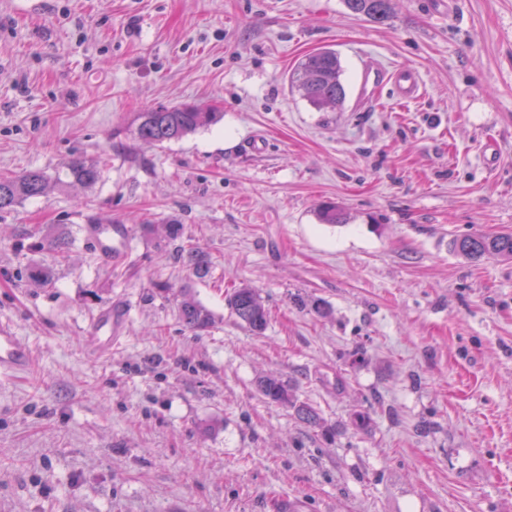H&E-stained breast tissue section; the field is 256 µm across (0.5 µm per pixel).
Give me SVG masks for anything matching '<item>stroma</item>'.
Listing matches in <instances>:
<instances>
[{
  "mask_svg": "<svg viewBox=\"0 0 512 512\" xmlns=\"http://www.w3.org/2000/svg\"><path fill=\"white\" fill-rule=\"evenodd\" d=\"M321 48L339 112L288 86ZM370 65L417 71L422 96L364 85ZM181 102L224 119L136 138L135 113ZM76 157L101 161L94 187L0 216V321L35 360L0 385V512H512V261L450 246L512 233V0H393L382 24L344 0H0V174ZM172 215L208 276L157 228ZM91 216L129 225L125 262L96 256ZM37 225L69 259L20 248ZM39 261L50 287L24 276ZM240 283L263 334L231 313ZM181 286L206 330L180 320ZM111 305L124 338L90 356ZM263 375L324 428L264 399ZM228 305L237 321L253 334H261L269 321V311L260 293L246 284L233 289Z\"/></svg>",
  "mask_w": 512,
  "mask_h": 512,
  "instance_id": "1",
  "label": "stroma"
}]
</instances>
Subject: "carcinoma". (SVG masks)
I'll use <instances>...</instances> for the list:
<instances>
[{"label":"carcinoma","instance_id":"obj_1","mask_svg":"<svg viewBox=\"0 0 512 512\" xmlns=\"http://www.w3.org/2000/svg\"><path fill=\"white\" fill-rule=\"evenodd\" d=\"M347 7L355 14L375 22L388 18L390 0H345ZM342 65L336 51L322 49L306 55L289 78L291 88L319 110L337 109L346 100V90L341 81ZM223 113L196 104H178L159 109H146L133 118L135 133L143 142L162 145L178 141L200 129L217 124ZM101 178V169L96 161L81 158L72 159L51 177L40 169L26 170L17 175L0 176V214L14 210L24 200L40 197L46 193L50 183H76L86 188L94 186ZM319 219L324 224H341L342 211L333 203L319 210ZM166 231L171 240L177 242L176 251L181 260L196 275L208 273L210 261L193 244L182 240L179 221L169 218L165 221ZM27 238L35 240V247L58 257L69 253V240L62 234H50L39 228L31 230ZM454 251L471 260L493 255L512 259V233L497 235H466L453 240ZM50 267L34 263L27 268L29 280L45 284L50 278ZM228 305L237 321L254 334H261L269 321V311L260 293L241 284L233 289ZM180 316L188 327L198 331L208 328L212 321L210 311L203 305L185 299L180 304ZM260 394L269 402L294 409L297 416L314 427H321L323 419L310 406L301 404L295 398L293 388L285 381L266 375L257 382Z\"/></svg>","mask_w":512,"mask_h":512}]
</instances>
